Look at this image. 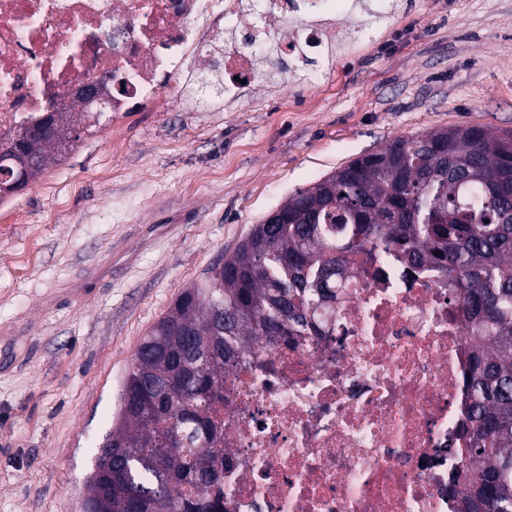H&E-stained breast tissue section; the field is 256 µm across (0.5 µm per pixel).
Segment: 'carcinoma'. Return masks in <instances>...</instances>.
<instances>
[{
	"instance_id": "cac0c4a2",
	"label": "carcinoma",
	"mask_w": 512,
	"mask_h": 512,
	"mask_svg": "<svg viewBox=\"0 0 512 512\" xmlns=\"http://www.w3.org/2000/svg\"><path fill=\"white\" fill-rule=\"evenodd\" d=\"M201 101L224 84L200 73ZM0 141V173L27 186L86 132L85 113L51 112ZM205 281L178 295L127 372L87 500L101 512H221L202 490L224 373L243 344L292 336L336 298L348 257L378 248L437 266L471 320L463 512H512V132L451 127L395 138L279 206Z\"/></svg>"
}]
</instances>
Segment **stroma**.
I'll use <instances>...</instances> for the list:
<instances>
[{
	"label": "stroma",
	"mask_w": 512,
	"mask_h": 512,
	"mask_svg": "<svg viewBox=\"0 0 512 512\" xmlns=\"http://www.w3.org/2000/svg\"><path fill=\"white\" fill-rule=\"evenodd\" d=\"M332 62L119 112L0 204V512H83L125 376L254 224L388 140L512 131V0H397Z\"/></svg>",
	"instance_id": "obj_1"
}]
</instances>
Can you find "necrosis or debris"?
Segmentation results:
<instances>
[{
	"mask_svg": "<svg viewBox=\"0 0 512 512\" xmlns=\"http://www.w3.org/2000/svg\"><path fill=\"white\" fill-rule=\"evenodd\" d=\"M352 0H0V139L76 88L116 76L112 109L181 99L188 61L257 80L283 58L362 39ZM316 328L248 344L224 378L226 462L206 499L225 512H460L452 490L469 367L467 318L430 264L376 250Z\"/></svg>",
	"mask_w": 512,
	"mask_h": 512,
	"instance_id": "1",
	"label": "necrosis or debris"
}]
</instances>
